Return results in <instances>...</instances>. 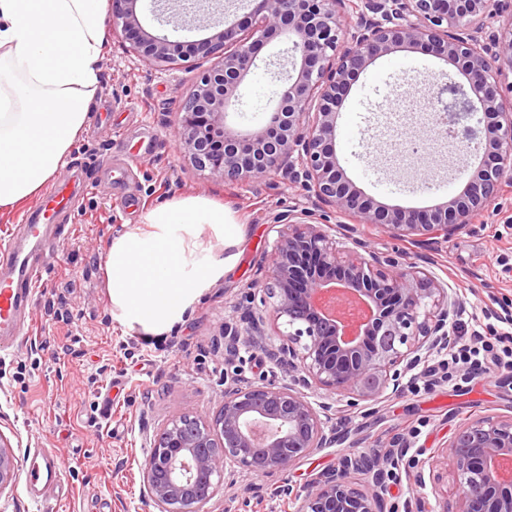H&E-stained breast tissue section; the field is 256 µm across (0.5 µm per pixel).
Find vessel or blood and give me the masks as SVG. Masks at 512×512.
Wrapping results in <instances>:
<instances>
[{"label":"vessel or blood","instance_id":"vessel-or-blood-1","mask_svg":"<svg viewBox=\"0 0 512 512\" xmlns=\"http://www.w3.org/2000/svg\"><path fill=\"white\" fill-rule=\"evenodd\" d=\"M37 221L26 224V246L6 248L7 275L0 277V353L13 354L19 341L28 336L32 323L24 309L32 301L47 259L51 242L47 225L73 220L74 196L67 183L56 185L36 208ZM30 464L24 471L26 493L31 502L40 505L64 487L63 470L50 448L27 451Z\"/></svg>","mask_w":512,"mask_h":512}]
</instances>
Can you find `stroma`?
<instances>
[{
    "label": "stroma",
    "instance_id": "obj_1",
    "mask_svg": "<svg viewBox=\"0 0 512 512\" xmlns=\"http://www.w3.org/2000/svg\"><path fill=\"white\" fill-rule=\"evenodd\" d=\"M101 84L84 132L73 142L57 178L76 184L78 212L68 231H50L52 240L38 291L30 307L34 326L13 356L0 360V433L17 457L29 448L54 449L66 476L62 499L36 506L22 481L0 495V512H156L145 498L141 468L150 444L167 423L183 414L210 415L226 387L282 382L284 373L257 349L224 356V320L241 318L261 306L254 280L264 278L277 216L311 206L307 191L279 176L258 184L219 182L184 160L175 135L186 94L209 60L195 57L169 71H155L128 53L109 33ZM283 40L268 43L257 67L241 86L242 116L260 127L277 105L283 87L276 74ZM451 64L412 49L378 58L364 71L344 101L338 119L336 156L347 177L377 201L430 208L460 192L475 166L447 145H433L422 112L403 113L389 124L384 95L395 87L415 89L431 105L428 88L459 81ZM111 113V121L100 113ZM393 135L418 140L425 167L411 172L391 162ZM128 169L123 184L103 175L109 164ZM198 195L224 207L228 218L245 225L239 259L167 335L147 340L112 321L103 263L112 237L138 223L148 210L172 198ZM360 237L373 248L415 259L428 258L427 271L447 281L463 303L465 329L484 328L488 308L512 305V183L499 203L490 204L448 241L417 250L406 241L362 224ZM65 302L72 319L52 317ZM111 365L107 382H94L97 369ZM112 413L101 411L103 395ZM512 416V381L471 379L455 370L452 381H415L389 394L369 412L342 410L338 429L349 430L361 449H376L405 437L413 449L446 447L469 419ZM341 446L323 448L288 472L248 478V491L223 488L200 512H293L280 485L303 486L335 466Z\"/></svg>",
    "mask_w": 512,
    "mask_h": 512
}]
</instances>
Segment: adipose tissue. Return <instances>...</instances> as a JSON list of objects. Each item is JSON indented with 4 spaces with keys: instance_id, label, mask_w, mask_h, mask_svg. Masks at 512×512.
I'll use <instances>...</instances> for the list:
<instances>
[{
    "instance_id": "ef3b65f1",
    "label": "adipose tissue",
    "mask_w": 512,
    "mask_h": 512,
    "mask_svg": "<svg viewBox=\"0 0 512 512\" xmlns=\"http://www.w3.org/2000/svg\"><path fill=\"white\" fill-rule=\"evenodd\" d=\"M106 43L105 0H0V209L54 177L89 120ZM245 234L201 196L147 212L105 255L112 320L145 339L167 334L234 267Z\"/></svg>"
}]
</instances>
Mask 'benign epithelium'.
Masks as SVG:
<instances>
[{
	"label": "benign epithelium",
	"instance_id": "obj_1",
	"mask_svg": "<svg viewBox=\"0 0 512 512\" xmlns=\"http://www.w3.org/2000/svg\"><path fill=\"white\" fill-rule=\"evenodd\" d=\"M138 0H112L113 24L126 48L146 66L169 70L192 55L215 59L186 95L176 124L180 148L191 165L212 178L258 183L281 173L300 184L317 203L354 221L337 227L316 220L303 207L272 225L277 237L267 281L271 311L248 314L239 323L224 321V352L260 348L285 370L287 380L267 386L224 390L213 417L185 414L165 428L168 442L154 441L142 470L143 492L158 512H198L219 485L234 487L240 477L272 476L321 448L348 439L331 424L333 405L349 408L377 403L386 392L399 394L418 379L415 370L433 354L448 349L455 319L462 311L448 284L427 274L415 261L375 250L356 236L358 224H372L392 238L416 247L452 237L500 196L512 174V15L499 31L478 40L488 0H255L236 23L223 17L215 36L183 49L167 35H153L137 16ZM357 23L346 30V11ZM204 11L196 0L165 17L171 31H188ZM288 41L285 87L276 110L255 130H240L227 120L228 107L268 42ZM422 48L453 64L465 83H450L462 108L496 117L486 129L459 127L453 113L424 123L434 139L463 145L476 140L482 160L463 190L432 209L382 205L365 196L338 165L337 117L360 73L398 48ZM340 290L368 309L355 332L316 305ZM289 330L268 332V322ZM277 336L278 341L271 340ZM407 440L368 454L342 452L336 467L304 486L280 487L295 512H399L389 497L391 483L406 474L420 493L405 512H512V475L500 470L512 459V417L468 422L448 448L422 457L409 454ZM443 461L455 478V508L431 505L425 467ZM16 455L0 433V495L13 486ZM211 484L205 498L195 494L200 480Z\"/></svg>",
	"mask_w": 512,
	"mask_h": 512
}]
</instances>
